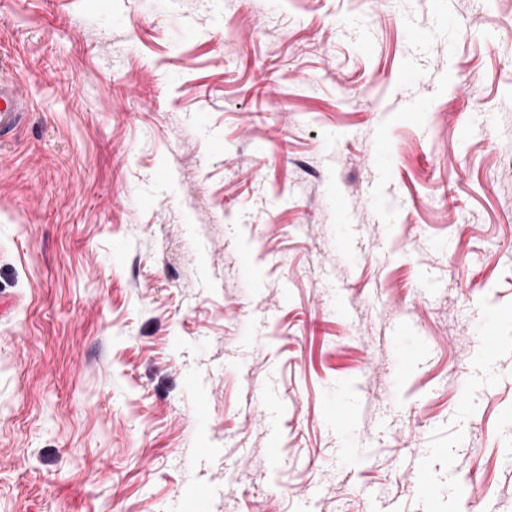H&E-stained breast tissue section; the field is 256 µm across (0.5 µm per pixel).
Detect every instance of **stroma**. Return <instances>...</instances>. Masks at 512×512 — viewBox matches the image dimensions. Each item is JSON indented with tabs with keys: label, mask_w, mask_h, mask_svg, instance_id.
<instances>
[{
	"label": "stroma",
	"mask_w": 512,
	"mask_h": 512,
	"mask_svg": "<svg viewBox=\"0 0 512 512\" xmlns=\"http://www.w3.org/2000/svg\"><path fill=\"white\" fill-rule=\"evenodd\" d=\"M1 77L0 512H512V0H0ZM27 112V103L14 81L0 79V136L17 128Z\"/></svg>",
	"instance_id": "35a3bbf8"
}]
</instances>
